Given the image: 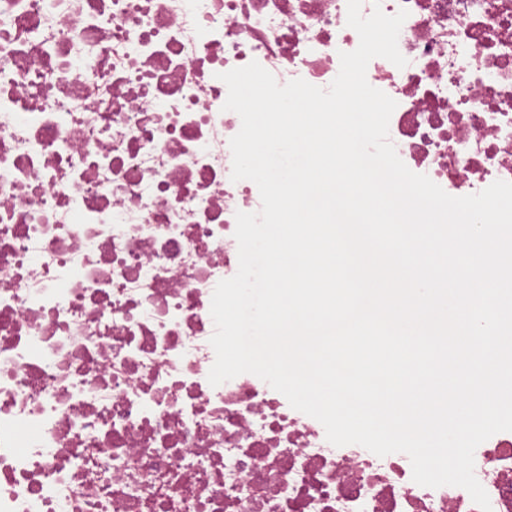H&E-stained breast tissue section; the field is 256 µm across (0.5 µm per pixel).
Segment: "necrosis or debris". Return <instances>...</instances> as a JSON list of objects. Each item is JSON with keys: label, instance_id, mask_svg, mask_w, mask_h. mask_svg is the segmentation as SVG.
<instances>
[{"label": "necrosis or debris", "instance_id": "1", "mask_svg": "<svg viewBox=\"0 0 512 512\" xmlns=\"http://www.w3.org/2000/svg\"><path fill=\"white\" fill-rule=\"evenodd\" d=\"M407 10L389 139L446 193L512 182V0ZM347 0H0V512H480L408 455L334 446L254 374L211 385L215 287L239 265L220 73L329 87ZM512 512V431L474 453Z\"/></svg>", "mask_w": 512, "mask_h": 512}]
</instances>
